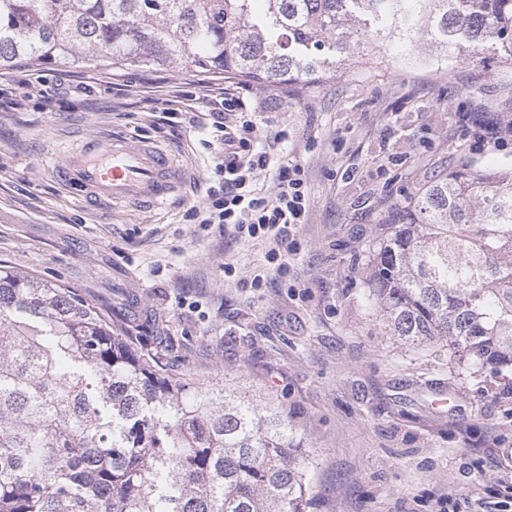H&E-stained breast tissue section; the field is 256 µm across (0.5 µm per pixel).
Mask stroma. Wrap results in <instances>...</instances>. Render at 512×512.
Here are the masks:
<instances>
[{"mask_svg": "<svg viewBox=\"0 0 512 512\" xmlns=\"http://www.w3.org/2000/svg\"><path fill=\"white\" fill-rule=\"evenodd\" d=\"M391 52L303 90L104 60L0 70V263L75 288L173 369L276 397L308 451L315 512H512V395L439 344L389 336L368 249L434 170L512 163V65ZM231 89L305 171L311 207L276 270L261 240L188 216L216 164L209 99ZM169 103L168 111L157 108ZM103 132L153 142L185 179L163 207L86 205L52 170ZM266 286L251 287L255 274Z\"/></svg>", "mask_w": 512, "mask_h": 512, "instance_id": "stroma-1", "label": "stroma"}]
</instances>
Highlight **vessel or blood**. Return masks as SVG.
Listing matches in <instances>:
<instances>
[{"label": "vessel or blood", "instance_id": "obj_1", "mask_svg": "<svg viewBox=\"0 0 512 512\" xmlns=\"http://www.w3.org/2000/svg\"><path fill=\"white\" fill-rule=\"evenodd\" d=\"M58 176L86 200L157 207L173 194L182 172L159 148L108 133L67 152Z\"/></svg>", "mask_w": 512, "mask_h": 512}]
</instances>
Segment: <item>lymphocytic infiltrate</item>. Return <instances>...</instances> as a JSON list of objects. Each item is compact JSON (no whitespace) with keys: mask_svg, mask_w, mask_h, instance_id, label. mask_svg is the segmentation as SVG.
<instances>
[{"mask_svg":"<svg viewBox=\"0 0 512 512\" xmlns=\"http://www.w3.org/2000/svg\"><path fill=\"white\" fill-rule=\"evenodd\" d=\"M246 105L235 97H223L214 106V128L219 131L223 158L215 167L216 190L210 191L193 215L202 224L233 226L238 238L268 242L267 259L286 268L288 238L294 225L306 223L311 198L303 168L273 149L262 123L246 115ZM239 114L226 124L221 114ZM271 175L276 192L262 197L257 185L261 175Z\"/></svg>","mask_w":512,"mask_h":512,"instance_id":"1","label":"lymphocytic infiltrate"}]
</instances>
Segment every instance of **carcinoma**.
I'll list each match as a JSON object with an SVG mask.
<instances>
[{"label":"carcinoma","mask_w":512,"mask_h":512,"mask_svg":"<svg viewBox=\"0 0 512 512\" xmlns=\"http://www.w3.org/2000/svg\"><path fill=\"white\" fill-rule=\"evenodd\" d=\"M0 0V69L181 64L305 88L391 44L512 62V0ZM367 264L390 335L512 381V167L468 160L391 206ZM279 401L168 371L73 288L0 264V512H309Z\"/></svg>","instance_id":"1"}]
</instances>
